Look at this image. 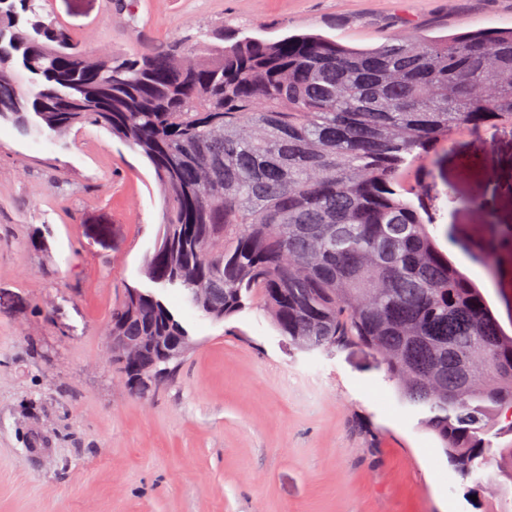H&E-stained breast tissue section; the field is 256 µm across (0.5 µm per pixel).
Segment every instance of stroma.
<instances>
[{"label": "stroma", "instance_id": "35a3bbf8", "mask_svg": "<svg viewBox=\"0 0 512 512\" xmlns=\"http://www.w3.org/2000/svg\"><path fill=\"white\" fill-rule=\"evenodd\" d=\"M98 51L193 40L221 23L352 47L512 29V0H37ZM430 233L512 334V266L487 275L481 225H512V126L458 130L415 168ZM163 203L148 161L106 129L59 138L0 123V512H500L512 483L462 480L362 345L308 355L247 306L215 321L143 273ZM157 295L193 345L129 394L105 328L126 288Z\"/></svg>", "mask_w": 512, "mask_h": 512}]
</instances>
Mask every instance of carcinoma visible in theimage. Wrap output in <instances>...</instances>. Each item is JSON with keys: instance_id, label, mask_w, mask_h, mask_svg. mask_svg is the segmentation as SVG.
<instances>
[{"instance_id": "1", "label": "carcinoma", "mask_w": 512, "mask_h": 512, "mask_svg": "<svg viewBox=\"0 0 512 512\" xmlns=\"http://www.w3.org/2000/svg\"><path fill=\"white\" fill-rule=\"evenodd\" d=\"M511 77L512 30L354 48L222 27L190 46L94 52L35 0H0V120L95 125L149 161L164 209L147 278L214 320L256 304L302 351H376L464 479L491 459L512 476V448L487 439L512 434V335L403 194L455 131L512 125ZM110 324L143 348L132 363L112 354L126 386L173 375L154 342L188 332L162 301L129 289Z\"/></svg>"}]
</instances>
